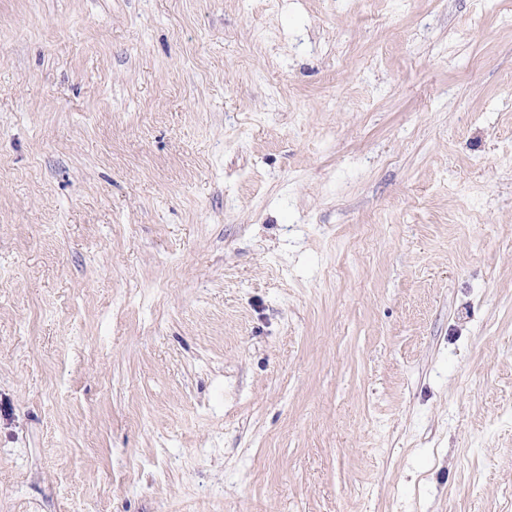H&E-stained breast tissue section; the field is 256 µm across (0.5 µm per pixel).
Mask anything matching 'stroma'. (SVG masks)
I'll list each match as a JSON object with an SVG mask.
<instances>
[{
    "mask_svg": "<svg viewBox=\"0 0 512 512\" xmlns=\"http://www.w3.org/2000/svg\"><path fill=\"white\" fill-rule=\"evenodd\" d=\"M0 512H512V0H0Z\"/></svg>",
    "mask_w": 512,
    "mask_h": 512,
    "instance_id": "1",
    "label": "stroma"
}]
</instances>
